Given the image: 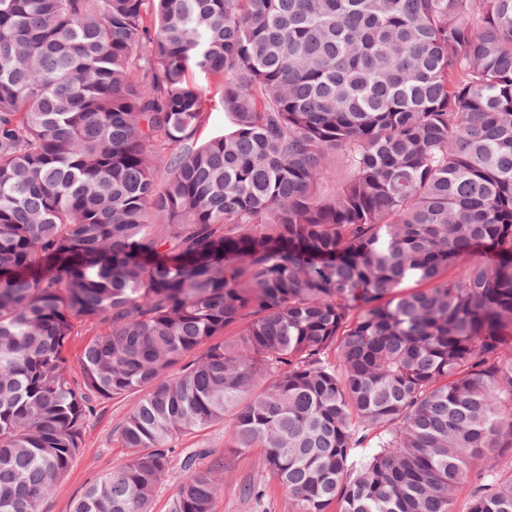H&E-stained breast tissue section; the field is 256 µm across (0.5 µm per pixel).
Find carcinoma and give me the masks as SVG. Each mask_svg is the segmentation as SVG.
<instances>
[{
	"label": "carcinoma",
	"instance_id": "cac0c4a2",
	"mask_svg": "<svg viewBox=\"0 0 512 512\" xmlns=\"http://www.w3.org/2000/svg\"><path fill=\"white\" fill-rule=\"evenodd\" d=\"M138 393L73 512H512V0H0V512ZM98 328L91 326H84L78 329V334L72 336L69 345L68 353L71 361V371L75 376H79V369L77 360L80 355L83 345L98 331ZM179 444L183 454L172 462L157 487L152 512H168L169 499L183 480L181 462L184 452L196 454V463L200 465H208L214 458L224 459V473L219 477L213 512H293L294 505L288 492L270 473L260 468V448H224L222 426L185 435ZM249 483L263 484L264 497L252 499L242 496L240 488Z\"/></svg>",
	"mask_w": 512,
	"mask_h": 512
}]
</instances>
